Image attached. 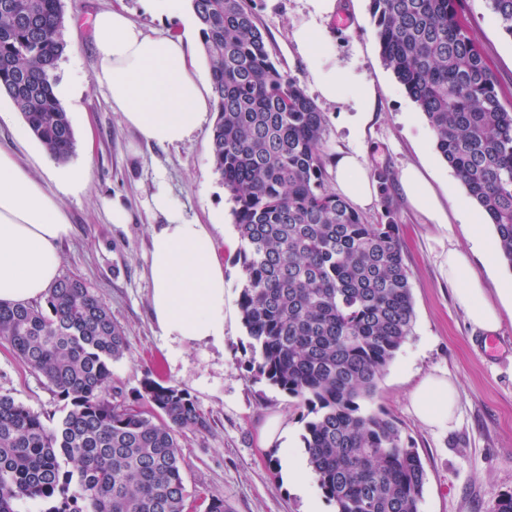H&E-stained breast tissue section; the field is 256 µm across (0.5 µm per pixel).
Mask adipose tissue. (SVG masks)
Listing matches in <instances>:
<instances>
[{
  "mask_svg": "<svg viewBox=\"0 0 512 512\" xmlns=\"http://www.w3.org/2000/svg\"><path fill=\"white\" fill-rule=\"evenodd\" d=\"M310 22L292 32L308 78L320 97L331 103H351L358 113L370 112L375 92L371 84L343 66L317 19L332 16L337 0H306ZM98 76L109 88L112 106L140 139L149 144L190 142L208 114L217 108L211 90L197 75V42L190 36L145 34L124 9L99 11L93 22ZM36 175L15 154L0 149V301L41 299L58 278V244L72 232L59 194L48 190L44 174H57L62 187H83L86 168L57 171L53 159ZM336 185L352 203L366 208L379 195L361 150L337 157ZM410 205L429 222L447 224L427 177L416 166L400 172ZM155 209L166 219L150 238V306L162 334L180 344L220 342L224 339V268L215 257L208 225L185 219L165 192L153 197ZM481 235H473L470 251L449 245L445 256L448 279L457 286L456 301L469 322L483 331L500 327V314L485 299L481 279L474 272L471 252L487 250ZM458 386L441 376L426 377L413 391L410 404L419 420L444 428L456 407Z\"/></svg>",
  "mask_w": 512,
  "mask_h": 512,
  "instance_id": "adipose-tissue-1",
  "label": "adipose tissue"
}]
</instances>
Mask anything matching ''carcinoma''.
I'll list each match as a JSON object with an SVG mask.
<instances>
[{
    "instance_id": "obj_1",
    "label": "carcinoma",
    "mask_w": 512,
    "mask_h": 512,
    "mask_svg": "<svg viewBox=\"0 0 512 512\" xmlns=\"http://www.w3.org/2000/svg\"><path fill=\"white\" fill-rule=\"evenodd\" d=\"M217 116L211 153L241 247L239 308L250 369L298 399L318 487L336 512H419L426 474L384 412L361 406L412 334L409 273L389 195L370 224L331 190L326 118L273 60L246 0H190ZM380 56L425 115L441 157L494 225L512 269V104L460 21L462 0H370ZM512 38V0H486ZM62 0H0V87L57 162L75 148L53 87L67 48ZM0 339L42 375L63 415L42 420L0 394V512H186L177 434L205 431L191 396L146 380L133 403L112 386L125 332L77 276L44 302H0Z\"/></svg>"
}]
</instances>
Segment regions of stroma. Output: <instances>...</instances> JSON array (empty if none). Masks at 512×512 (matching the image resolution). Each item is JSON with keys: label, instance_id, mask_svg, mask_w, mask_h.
Here are the masks:
<instances>
[{"label": "stroma", "instance_id": "1", "mask_svg": "<svg viewBox=\"0 0 512 512\" xmlns=\"http://www.w3.org/2000/svg\"><path fill=\"white\" fill-rule=\"evenodd\" d=\"M118 1L149 35L186 30L182 17L159 18L144 8L142 0H62L67 49L57 76L73 88L63 106L75 137V150L66 165L88 168L90 182L86 191L61 197L73 232L60 248V272L83 278L123 327L127 350L113 362L112 377L128 399H135L144 380L152 379L190 394L209 418L208 430L178 437L190 499L218 496L230 512H306L305 499L284 480L280 446L265 448L259 443L260 428L276 417L294 452L305 456L304 409L248 368L249 338L238 306L240 241L232 204L212 161V126L204 124L183 145L145 144L113 110L107 85L96 77L93 18ZM339 2L346 26H337L332 19L323 26L343 63L374 83L377 100L360 135L353 131V113L318 101L327 119L325 157L330 160L339 150L357 147L369 170L389 172L415 313L413 331L380 378L371 407L394 418L421 457L426 482L419 512H494L499 498L512 495V305L497 294L501 283L512 280V270L497 258L481 253L471 257L501 318L497 336L503 347L489 355L483 347L484 332L467 322L441 266L442 241L451 237L461 247H469L468 224L460 216L448 228L427 223L405 201L398 176L409 163L426 169L448 210L467 191L437 152L424 114L383 64L370 0ZM247 4L266 28L280 67L303 83L306 93H313L305 63L291 40L294 26L309 19L305 0H247ZM463 15L502 96L511 102L512 38L502 32L485 0H463ZM1 112L11 113L12 120L0 121V145L14 148L31 169H39L42 145L33 136L26 143L17 142L15 130L24 120L8 97L0 98ZM160 187L186 219L211 227L216 255L224 267L223 344H174L153 318L149 247L152 228L163 222L152 204ZM116 200L129 212V223H112L110 208ZM432 374L448 375L459 389L457 411L445 432L424 425L409 401L413 389ZM0 393L43 418L62 407L44 377L28 369L3 340Z\"/></svg>", "mask_w": 512, "mask_h": 512}]
</instances>
